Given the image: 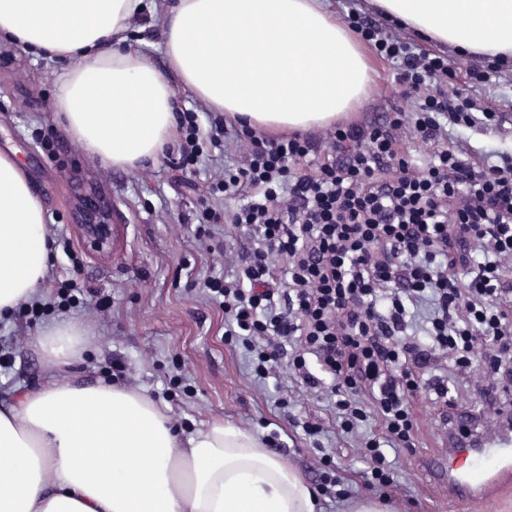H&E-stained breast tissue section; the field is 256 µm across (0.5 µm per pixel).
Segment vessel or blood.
Listing matches in <instances>:
<instances>
[{
  "mask_svg": "<svg viewBox=\"0 0 512 512\" xmlns=\"http://www.w3.org/2000/svg\"><path fill=\"white\" fill-rule=\"evenodd\" d=\"M453 427L448 435L447 447L470 454L471 449H482L483 454L472 457L468 467L449 474L448 492L464 502L486 499L512 483V434L502 431L492 437L461 430L459 410H452Z\"/></svg>",
  "mask_w": 512,
  "mask_h": 512,
  "instance_id": "1",
  "label": "vessel or blood"
}]
</instances>
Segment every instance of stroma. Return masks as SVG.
I'll list each match as a JSON object with an SVG mask.
<instances>
[{
  "instance_id": "obj_1",
  "label": "stroma",
  "mask_w": 512,
  "mask_h": 512,
  "mask_svg": "<svg viewBox=\"0 0 512 512\" xmlns=\"http://www.w3.org/2000/svg\"><path fill=\"white\" fill-rule=\"evenodd\" d=\"M375 60L377 73L353 115L356 127L387 112L412 113L425 97L399 81L385 53L376 52ZM448 67L460 99L487 115L473 126L451 127L449 149L495 162L512 157V72L503 69L485 81L486 61L455 56ZM64 68L0 41V151L17 154L54 239L39 298L0 317L1 407L42 386L51 371L35 336L77 325L87 343L59 379L138 390L184 437L216 420L256 435L317 488L319 512H349V503L360 499L385 502L389 512H512V487L487 502L461 503L425 467L445 438L427 396L413 405L416 447L388 450L393 479L376 487L366 476L363 442L381 434L378 419L342 432L329 394L303 387L292 360L281 361L268 378L256 377L250 349L228 335L223 307L202 286L210 276L231 277L225 247L249 244L248 229L204 218L205 209L230 215L246 204L244 196L215 189L225 170L238 168L245 144L216 145L223 113L182 91L175 110L196 116L198 163L180 169L175 138L153 163L112 167L89 155L57 117ZM90 192L111 201L123 226L106 257L73 227L72 206Z\"/></svg>"
}]
</instances>
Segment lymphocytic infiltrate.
<instances>
[{"label":"lymphocytic infiltrate","mask_w":512,"mask_h":512,"mask_svg":"<svg viewBox=\"0 0 512 512\" xmlns=\"http://www.w3.org/2000/svg\"><path fill=\"white\" fill-rule=\"evenodd\" d=\"M361 28L378 38L404 83L434 84L435 97L410 115L337 128L324 148L301 133L267 138L237 129L248 156L222 189L235 194L248 184L263 199L230 219L252 231L235 277L204 286L257 350L259 377L291 343L316 364L300 366L302 384L346 391L337 402L346 417L362 416L359 399L373 404L383 437L366 442L365 457L386 485V448L415 438L414 399L433 394L440 422L448 420L449 378L434 372L441 355L463 363L478 339L492 342L487 407L498 409L499 389L512 387V281L501 273L512 258V160L491 165L443 148L448 125L476 120L449 98L447 63L415 53L373 19ZM406 129L435 146L424 166L406 161ZM272 254L285 260V278L275 277ZM415 325L422 340L409 338Z\"/></svg>","instance_id":"f902f5d3"}]
</instances>
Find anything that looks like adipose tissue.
Instances as JSON below:
<instances>
[{"label":"adipose tissue","instance_id":"1","mask_svg":"<svg viewBox=\"0 0 512 512\" xmlns=\"http://www.w3.org/2000/svg\"><path fill=\"white\" fill-rule=\"evenodd\" d=\"M431 44L512 62V0H369ZM144 0H0V39L72 66L57 108L117 168L170 143L178 89L261 133L331 124L360 103L368 45L327 0H168L165 70L126 47ZM52 239L23 166L0 152V314L36 295ZM56 367L85 347L74 325L36 336ZM307 479L258 438L216 421L181 439L143 394L48 378L0 409V512H317Z\"/></svg>","mask_w":512,"mask_h":512}]
</instances>
